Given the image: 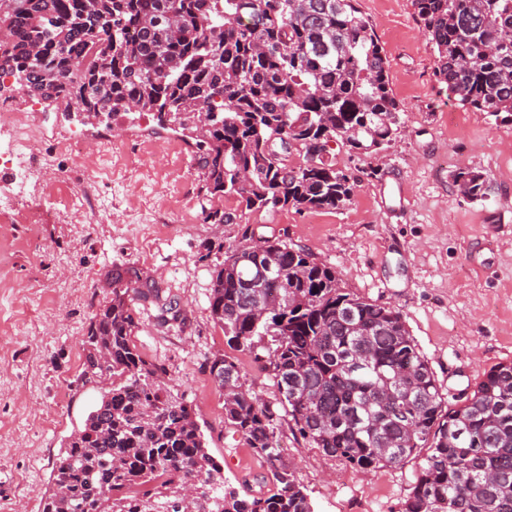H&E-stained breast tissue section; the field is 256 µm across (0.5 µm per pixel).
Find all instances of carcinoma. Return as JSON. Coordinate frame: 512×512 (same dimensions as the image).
Listing matches in <instances>:
<instances>
[{
  "label": "carcinoma",
  "mask_w": 512,
  "mask_h": 512,
  "mask_svg": "<svg viewBox=\"0 0 512 512\" xmlns=\"http://www.w3.org/2000/svg\"><path fill=\"white\" fill-rule=\"evenodd\" d=\"M459 104L512 124V0H413ZM0 78L77 112H154L195 136L205 196L248 210H336L349 176L309 142L357 153L401 129L387 59L355 0H0ZM210 114L208 128L196 124ZM464 197L489 182L458 168ZM263 275L266 287L246 284ZM181 325L179 302L140 277L112 274V299L87 327L78 380L108 383L101 404L56 458L41 512H313L281 456L278 411L312 448L364 470L421 458L403 512H512V362L445 400L399 311L351 294L302 246L259 238L214 272L210 315L229 347L264 363L276 405L246 388L226 357L210 373L224 423L271 478L242 497L224 484L166 369L133 343L131 302ZM200 489L187 502L181 492Z\"/></svg>",
  "instance_id": "obj_1"
}]
</instances>
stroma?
<instances>
[{
  "mask_svg": "<svg viewBox=\"0 0 512 512\" xmlns=\"http://www.w3.org/2000/svg\"><path fill=\"white\" fill-rule=\"evenodd\" d=\"M356 6L384 49L402 127L377 153L333 147L353 186L351 201L334 211H249L233 197L206 199L181 129L133 112L116 117L120 136L97 145L99 128L64 105L26 98L14 77L0 79V107L33 111L44 129L41 163L27 174L33 189L0 219V506L40 512L57 455L101 400L103 385L77 376L89 320L110 301L118 269L179 296L182 329L140 307L132 339L166 367V383L191 403L226 485L242 494L257 489L268 467L225 425L210 363L233 360L264 401L278 391L261 363L227 345L208 297L215 269L249 236L300 245L335 268L347 291L398 310L451 391L512 362V125L449 94L412 0ZM77 132L90 138L79 156L65 145ZM462 166L487 177L485 201L459 194L452 174ZM60 171L82 193L88 223H69L68 211L40 192ZM212 207L231 221L207 222ZM275 433L314 512H403L416 462L367 471L309 447L288 417Z\"/></svg>",
  "mask_w": 512,
  "mask_h": 512,
  "instance_id": "obj_1",
  "label": "stroma"
}]
</instances>
